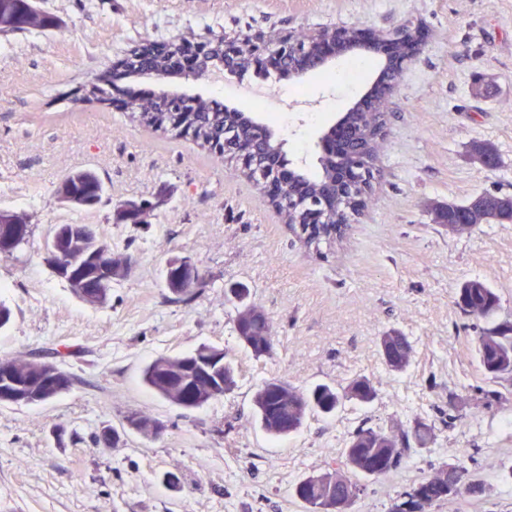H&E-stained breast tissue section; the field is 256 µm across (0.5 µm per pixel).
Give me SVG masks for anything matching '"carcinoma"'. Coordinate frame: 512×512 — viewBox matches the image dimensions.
Instances as JSON below:
<instances>
[{
  "mask_svg": "<svg viewBox=\"0 0 512 512\" xmlns=\"http://www.w3.org/2000/svg\"><path fill=\"white\" fill-rule=\"evenodd\" d=\"M57 24L55 17L37 6V0H0L1 39L7 40L18 32L45 31ZM412 49L413 41L410 39L391 44L386 68H393L396 59L407 57ZM168 60V53L161 52L131 61L128 71L138 75L161 73L167 70ZM165 97V92L132 95L129 109L144 125L162 128L169 119V113L156 112L154 107ZM187 119L195 128V140L203 145L220 142L226 127L236 130L237 136L246 141L254 138V129L249 123L238 120L207 99H196ZM382 124L383 112L380 109L371 113L366 122L365 138L371 155L377 148L373 129ZM345 163L346 159L339 153L325 155L320 160V175L308 177L298 174L294 182L281 186L279 190V201L273 207L289 227L298 230L300 238L309 246L317 248L322 242L331 241L336 233L329 228L339 230L341 225L327 224L323 231L317 224L297 225L288 209V200L296 195L299 184L306 186L307 197L313 201L319 199L320 184ZM60 191L72 196L81 209L87 210L94 207L105 187L95 172L84 169L68 174ZM80 228L83 246L65 247L51 238L46 241L45 248L57 250L56 259L61 267H88L79 282L73 283L69 277L65 282L82 302L92 306L104 305L109 300L110 288L103 284V279L107 276L113 281L124 279L133 258L129 254L112 251V246L100 241L93 225L82 224ZM225 293L229 294L227 301L236 308L233 328L238 343L257 358L271 355L274 336L271 320L265 311L255 303L246 302L247 290L244 288L230 287ZM456 304L464 315L490 324L478 337L475 349L484 380L489 384L506 382L512 386V322L498 320L501 303L496 290L482 280H467L457 289ZM379 347L388 371L402 373L411 365L414 345L402 332L388 330L380 337ZM190 354L202 359L217 357L223 362V366L216 370L221 383L212 391L204 393L198 381L186 379L185 371L180 369L186 359L184 354L153 359L144 369L145 384L170 404L186 410L219 400L237 386L238 368L228 358L226 350L202 344ZM46 366L47 362L41 360L21 362L14 357L1 358L0 385H6L9 390L21 389L31 393L43 390L46 384L42 382V373ZM376 397L377 390L367 376H355L342 387L316 384L310 388H303L285 378L272 377L258 385L253 406L262 430L272 437L282 438L301 430L311 415L331 416L348 402L369 404ZM125 423L128 430L147 439L157 438L162 430L157 420L136 411L125 416ZM434 440V424L421 416L415 417L411 425L399 426L389 432L380 426L361 424L349 434L336 464L318 472L325 482L304 487L302 482L307 480L304 476L292 486L291 496L302 504L306 512H340L336 504L345 499L355 503L365 490L364 481L397 472L414 455L430 449ZM484 492V482L458 460L444 463L432 474L414 482L397 496L389 512H433L454 498L478 501Z\"/></svg>",
  "mask_w": 512,
  "mask_h": 512,
  "instance_id": "carcinoma-1",
  "label": "carcinoma"
}]
</instances>
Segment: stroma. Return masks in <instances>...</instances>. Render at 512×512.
Masks as SVG:
<instances>
[{
    "mask_svg": "<svg viewBox=\"0 0 512 512\" xmlns=\"http://www.w3.org/2000/svg\"><path fill=\"white\" fill-rule=\"evenodd\" d=\"M60 25L0 39V208L29 214L33 232L0 259V302L12 311L0 329V357L63 352L76 383L39 405L0 404V512H302L289 490L339 456L349 431L436 423V440L395 476L369 482L352 512H389L410 483L442 463L464 461L487 491L438 512H512V394L487 402L472 393L483 376L475 355L482 321L455 304L459 284L495 288L500 316L512 320V223L480 224L454 235L434 222V206L485 191L512 194V0H42ZM424 27L426 40L390 96L375 180L362 211L340 237L307 247L283 224L232 156L192 139L140 125L121 95L86 104L84 88L137 46L213 41L247 31L314 32L358 26L388 32ZM376 77L360 52L301 79L270 78L281 95L301 89L289 127H276L300 172L319 169L314 141ZM150 87L220 100L245 110L224 85L182 75ZM493 146L482 167L475 145ZM90 169L104 201L74 211L57 201L69 173ZM147 199L144 223L117 224L115 209ZM58 224H92L134 265L110 299H77L43 262ZM188 258L202 281L190 303L173 301L168 260ZM249 290L274 326L271 356L254 358L236 342L224 289ZM397 329L415 356L388 372L379 338ZM210 344L227 349L238 385L201 408L171 405L142 382L146 363ZM364 375L378 397L336 415L308 418L273 439L256 424L252 396L263 379L300 386ZM132 411L163 426L151 440L123 431ZM454 425H446L448 412ZM118 444L96 446L104 427ZM179 488L160 481L165 472Z\"/></svg>",
    "mask_w": 512,
    "mask_h": 512,
    "instance_id": "obj_1",
    "label": "stroma"
}]
</instances>
